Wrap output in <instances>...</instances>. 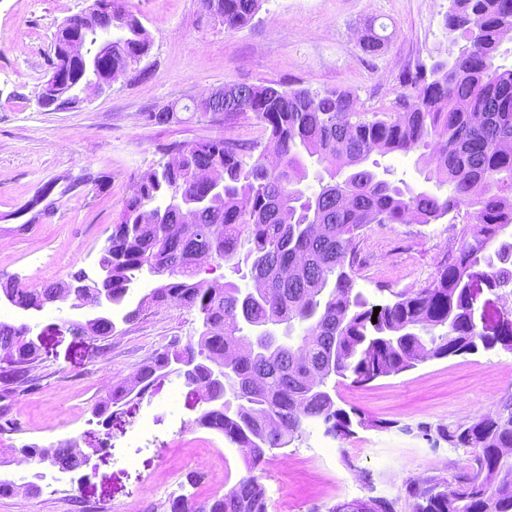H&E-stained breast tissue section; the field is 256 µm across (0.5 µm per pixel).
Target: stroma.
<instances>
[{
    "label": "stroma",
    "instance_id": "stroma-1",
    "mask_svg": "<svg viewBox=\"0 0 512 512\" xmlns=\"http://www.w3.org/2000/svg\"><path fill=\"white\" fill-rule=\"evenodd\" d=\"M92 0H0V278L22 284L70 281L95 274L126 199L148 172L171 161L175 145L224 137L267 144L253 114L214 121L186 107L211 90L239 83H275L320 94L348 91L358 108L391 112L400 80L437 55L451 37L444 26L451 0H261L245 26L227 30L204 15L202 0H121L152 46L141 64L91 95L82 107L46 112L37 105L51 73V39L67 18ZM385 35L383 50L365 55L368 29ZM165 105L178 119L152 124ZM388 181L416 191L434 189L420 152L379 157ZM82 172L109 175L104 191L86 187L62 197L56 214L35 224L21 211L54 178ZM466 211L429 224H370L358 239L356 288L373 303L427 286L453 237L469 224ZM80 309L47 306L35 383L0 400V454L34 442L54 445L96 430L92 409L114 385L131 379L155 349L198 337L196 311L152 306L106 339L63 328ZM334 397L360 409L375 425L347 439L312 428L288 447L268 453L260 481L268 512H327L339 501L384 496L410 512L405 483L451 477L468 467L472 451L431 446L421 427H455L495 413L512 397V352L429 360L357 387L337 379ZM202 405L193 387L169 377L112 418L105 450L91 454L85 481H45L40 497H0V512H165L170 497L224 494L246 475L236 445L196 426ZM202 476L189 486L186 476Z\"/></svg>",
    "mask_w": 512,
    "mask_h": 512
}]
</instances>
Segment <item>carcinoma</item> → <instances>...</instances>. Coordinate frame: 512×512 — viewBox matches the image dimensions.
I'll use <instances>...</instances> for the list:
<instances>
[{
  "label": "carcinoma",
  "instance_id": "cac0c4a2",
  "mask_svg": "<svg viewBox=\"0 0 512 512\" xmlns=\"http://www.w3.org/2000/svg\"><path fill=\"white\" fill-rule=\"evenodd\" d=\"M203 4L213 22L236 29L254 18L260 0ZM445 28L462 35L465 50L404 75L389 116L366 117L342 91L319 96L275 83L240 84L203 106H184L211 118L253 113L269 131L273 151L247 162L242 146L222 138L183 143L175 148L177 164L151 171L126 200L102 251L115 317L73 327L105 339L117 322H135L146 307L174 304L196 311L202 331L183 345L173 340L155 350L136 372L137 385L113 387L93 415L103 423L112 408L143 398L169 377L167 368L185 364L184 384L207 389L196 426L236 445L248 466L227 493L179 495L169 501V512H267L265 487L254 475L267 452L288 447L312 426L334 439L367 426L363 412L340 406L330 393L336 377L363 386L426 360L512 351V323L495 336L477 328L469 288L476 274L493 291L512 288V243L499 241L512 227V67L496 63L503 34L512 30V0H453ZM75 37L86 38L90 58L71 54ZM150 48L141 21L118 5L98 11L88 28L77 15L61 23L50 66L74 93L129 67L136 53ZM420 148L437 157L434 178L447 194L404 191L364 166L375 151L406 155ZM305 155L326 164L330 178L310 196L300 188ZM208 169L223 177L213 192L201 183ZM463 206L473 209L474 224L441 258L432 282L395 293L374 313L377 306L355 290L360 230L402 224L410 215L430 224ZM202 256L237 272L246 264L257 287L199 278ZM143 273L166 279L131 308L127 296ZM71 283L83 293L100 285L82 270ZM57 289L0 282V294L18 308L46 307ZM270 315L284 324L288 345L244 334ZM437 327L443 332L433 333ZM39 351L34 331L0 320V358L8 364L0 370L1 399L31 382ZM222 369L233 376L221 385L216 373ZM421 431L436 444L471 448L473 455L468 470L450 479L408 482L411 512H512V397L469 425L438 427L434 436L426 427ZM108 438L105 430L61 441L51 450V465L63 475L75 473L87 450H101ZM12 453L26 455L40 470L43 447L22 444Z\"/></svg>",
  "mask_w": 512,
  "mask_h": 512
}]
</instances>
